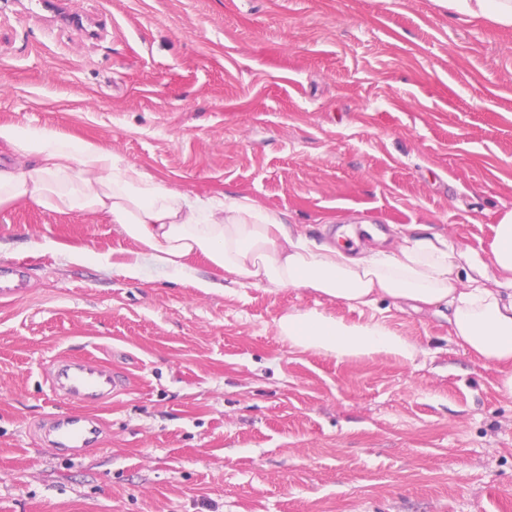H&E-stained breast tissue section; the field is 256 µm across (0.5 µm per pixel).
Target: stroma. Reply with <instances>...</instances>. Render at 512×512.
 Listing matches in <instances>:
<instances>
[{
	"label": "stroma",
	"mask_w": 512,
	"mask_h": 512,
	"mask_svg": "<svg viewBox=\"0 0 512 512\" xmlns=\"http://www.w3.org/2000/svg\"><path fill=\"white\" fill-rule=\"evenodd\" d=\"M0 123L249 197L319 242L389 249L417 224L489 263L512 211V27L437 0H0ZM138 249L94 215L0 210V263L28 268L0 302V512H512V397L435 308L112 270ZM310 308L419 354L292 349L275 324ZM83 356L130 382L69 459L40 426L76 411L48 378Z\"/></svg>",
	"instance_id": "stroma-1"
}]
</instances>
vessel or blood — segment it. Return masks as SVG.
<instances>
[{
  "label": "vessel or blood",
  "mask_w": 512,
  "mask_h": 512,
  "mask_svg": "<svg viewBox=\"0 0 512 512\" xmlns=\"http://www.w3.org/2000/svg\"><path fill=\"white\" fill-rule=\"evenodd\" d=\"M27 271L23 264H0V299H8L24 288ZM52 390L81 409L65 415H51L47 427L53 434L54 453L80 455L95 443L101 431L97 409L124 391L126 377L112 367L83 358L65 359L49 376Z\"/></svg>",
  "instance_id": "obj_1"
}]
</instances>
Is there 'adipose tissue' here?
<instances>
[{"label": "adipose tissue", "mask_w": 512, "mask_h": 512, "mask_svg": "<svg viewBox=\"0 0 512 512\" xmlns=\"http://www.w3.org/2000/svg\"><path fill=\"white\" fill-rule=\"evenodd\" d=\"M460 15L512 26V0H447ZM0 209L30 204L58 213L103 217L138 252L117 271L139 277L151 263L208 293L218 284L191 265L253 288H307L352 307L378 298L442 307L458 345L487 365L502 367L499 389L512 396V212L496 224L492 263L455 248L417 225L399 227L398 250L351 255L314 244L279 215L249 197L201 196L169 187L99 143L19 124H0ZM277 333L291 347L339 359L388 355L414 360L417 346L383 322H348L316 309L283 315Z\"/></svg>", "instance_id": "adipose-tissue-1"}]
</instances>
